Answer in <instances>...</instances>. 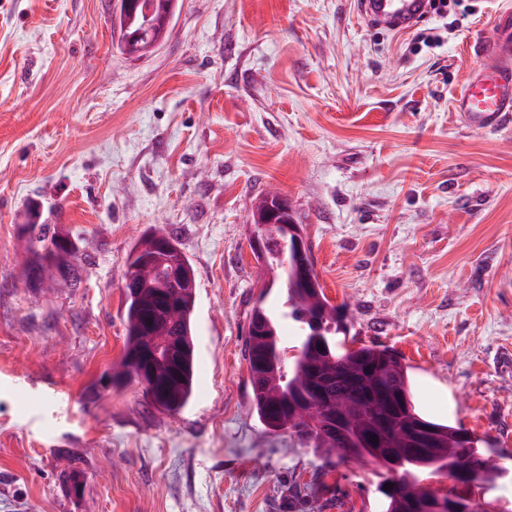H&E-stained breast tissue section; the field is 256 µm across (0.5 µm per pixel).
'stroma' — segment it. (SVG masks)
Instances as JSON below:
<instances>
[{
    "label": "stroma",
    "instance_id": "obj_1",
    "mask_svg": "<svg viewBox=\"0 0 512 512\" xmlns=\"http://www.w3.org/2000/svg\"><path fill=\"white\" fill-rule=\"evenodd\" d=\"M113 0H0V512H382L385 470L267 430L244 346L263 287L252 208L288 200L345 345L411 367L428 417L483 438L512 506V125L451 104L470 44L405 32L357 0H179L139 59L112 45ZM49 225L82 266L27 282ZM172 234L195 273L194 393L159 410L114 372L127 255Z\"/></svg>",
    "mask_w": 512,
    "mask_h": 512
}]
</instances>
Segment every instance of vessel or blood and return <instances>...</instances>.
I'll return each mask as SVG.
<instances>
[{"mask_svg":"<svg viewBox=\"0 0 512 512\" xmlns=\"http://www.w3.org/2000/svg\"><path fill=\"white\" fill-rule=\"evenodd\" d=\"M372 23L394 31L415 27L430 13L428 0H358ZM480 65L467 77L452 109L464 126L483 132L512 121V10L497 13L490 37L471 47Z\"/></svg>","mask_w":512,"mask_h":512,"instance_id":"vessel-or-blood-1","label":"vessel or blood"}]
</instances>
